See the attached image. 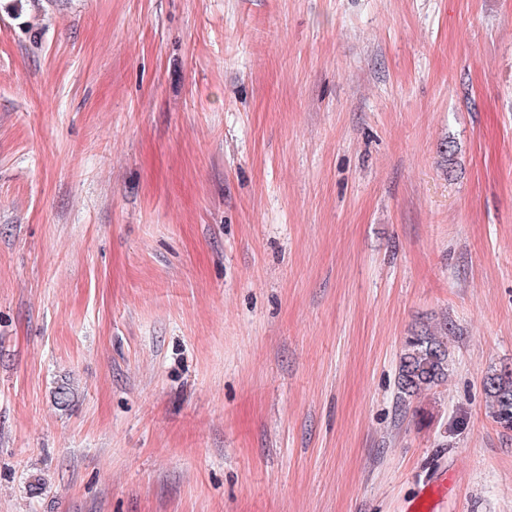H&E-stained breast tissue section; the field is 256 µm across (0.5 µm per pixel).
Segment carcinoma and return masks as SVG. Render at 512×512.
Returning a JSON list of instances; mask_svg holds the SVG:
<instances>
[{"mask_svg": "<svg viewBox=\"0 0 512 512\" xmlns=\"http://www.w3.org/2000/svg\"><path fill=\"white\" fill-rule=\"evenodd\" d=\"M447 377V344L426 330L410 337L399 367L400 401L438 385ZM484 390L490 399L494 420L502 427L512 429V371L486 375Z\"/></svg>", "mask_w": 512, "mask_h": 512, "instance_id": "cac0c4a2", "label": "carcinoma"}]
</instances>
